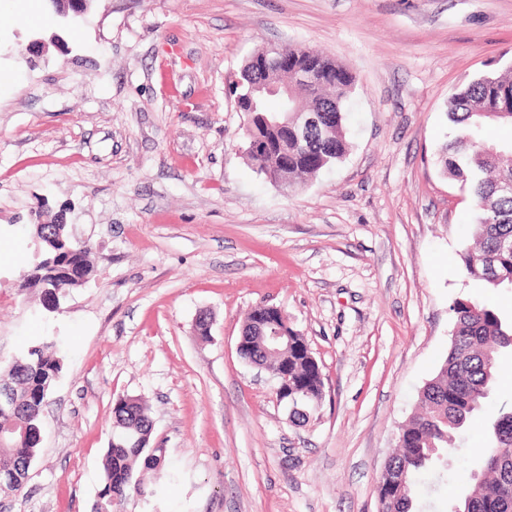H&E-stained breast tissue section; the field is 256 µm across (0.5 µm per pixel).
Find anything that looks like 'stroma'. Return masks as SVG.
<instances>
[{
  "instance_id": "obj_1",
  "label": "stroma",
  "mask_w": 512,
  "mask_h": 512,
  "mask_svg": "<svg viewBox=\"0 0 512 512\" xmlns=\"http://www.w3.org/2000/svg\"><path fill=\"white\" fill-rule=\"evenodd\" d=\"M45 26L0 12V356L59 340L65 368L11 512H92L116 397L148 406L159 492L123 512H377L401 426L448 352L452 300H489L460 255L469 193L443 175L446 101L512 67V0H93ZM308 46L350 69L351 150L283 194L246 164L230 94L258 48ZM93 246V273L46 309L17 291L31 224ZM280 307L322 368L303 423L237 344ZM211 319L201 341L194 324ZM512 408V353L415 512H448L487 428Z\"/></svg>"
}]
</instances>
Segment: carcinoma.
Returning a JSON list of instances; mask_svg holds the SVG:
<instances>
[{
    "label": "carcinoma",
    "mask_w": 512,
    "mask_h": 512,
    "mask_svg": "<svg viewBox=\"0 0 512 512\" xmlns=\"http://www.w3.org/2000/svg\"><path fill=\"white\" fill-rule=\"evenodd\" d=\"M284 65L257 70L248 58L232 93L240 111L247 114L243 156L256 172L275 185L280 181L295 190L297 180L312 179L341 162L349 150L346 114L355 91V77L348 68L310 47L283 49ZM311 66L316 82L301 86L304 99L289 98V106H326L329 122L324 145L308 148L284 135L276 122L280 110L269 106L282 92L258 90L255 85L283 88L290 84L295 67ZM446 115L452 139L441 147L443 173L468 189L476 211L473 224L475 248L462 255L466 272L494 288H512V195L500 185L512 181V141H494L486 136L493 123L512 124V76L482 74L461 84L448 98ZM266 142L271 150L254 152L249 143ZM42 247L66 262L74 278L64 288L83 285L92 272V247L78 248L67 226L52 224L40 229ZM453 323L448 355L437 374L420 392L421 412L401 428L397 450L377 487L378 500L392 501L394 512H413L412 488L417 474L432 470L456 447L460 431L488 402L495 381V364L502 352L512 349V323L488 304L459 297L452 301ZM271 315L267 306L249 312L242 337L241 358L278 374L282 361L295 391L288 395L289 415L297 420L309 416L323 396L322 370L308 349L304 336L288 328V352L266 355L256 337L253 322ZM64 367V355L53 343L32 345L14 359L0 361V385L14 395V406L0 409V498H16L29 478L41 444L42 407ZM114 429L103 463V485L97 493L94 512H118L131 497L155 495L146 487L142 473L163 466L165 449L152 444L153 422L148 407L138 398H118L112 409ZM26 429V436L12 431ZM402 476L390 482V467ZM512 410L500 412L492 422L479 463L467 487L451 504L450 512H512Z\"/></svg>",
    "instance_id": "cac0c4a2"
}]
</instances>
